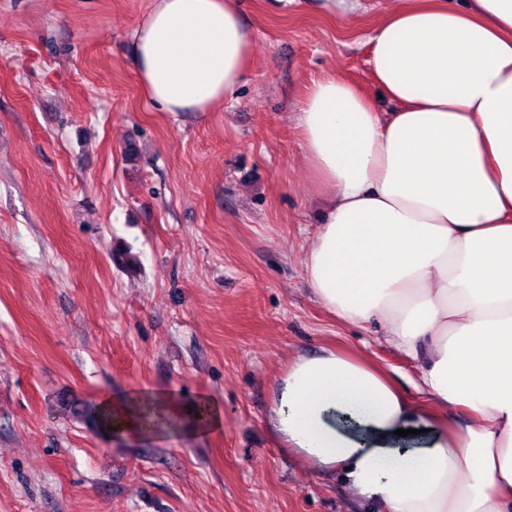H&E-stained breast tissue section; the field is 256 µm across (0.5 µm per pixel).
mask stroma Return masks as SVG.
Here are the masks:
<instances>
[{"label":"stroma","instance_id":"obj_1","mask_svg":"<svg viewBox=\"0 0 512 512\" xmlns=\"http://www.w3.org/2000/svg\"><path fill=\"white\" fill-rule=\"evenodd\" d=\"M240 3L241 89L176 120L133 63L152 0H0V512H378L266 415L288 362L324 347L416 394L420 363L327 312L302 264L322 204L299 103L335 76L393 109L367 65L392 3ZM140 392L224 424L126 438L89 420ZM203 415L198 414L190 421H183V426L194 434L205 433L220 428L223 424V414L218 406L206 404Z\"/></svg>","mask_w":512,"mask_h":512}]
</instances>
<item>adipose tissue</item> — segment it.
Segmentation results:
<instances>
[{
	"instance_id": "adipose-tissue-1",
	"label": "adipose tissue",
	"mask_w": 512,
	"mask_h": 512,
	"mask_svg": "<svg viewBox=\"0 0 512 512\" xmlns=\"http://www.w3.org/2000/svg\"><path fill=\"white\" fill-rule=\"evenodd\" d=\"M394 3L369 59L394 110L334 77L299 106L325 201L303 268L330 313L378 324L420 363L427 402L324 348L281 372L267 421L283 450L383 512H512V0ZM134 39L146 99L176 118L235 97L252 32L238 0H153ZM340 414L369 437L339 430ZM416 422L431 447L388 446Z\"/></svg>"
}]
</instances>
